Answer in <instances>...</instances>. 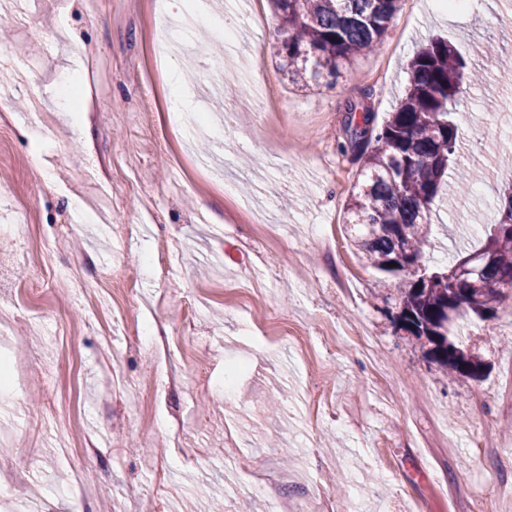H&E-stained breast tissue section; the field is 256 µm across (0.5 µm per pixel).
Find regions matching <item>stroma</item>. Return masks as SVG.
<instances>
[{"label": "stroma", "mask_w": 512, "mask_h": 512, "mask_svg": "<svg viewBox=\"0 0 512 512\" xmlns=\"http://www.w3.org/2000/svg\"><path fill=\"white\" fill-rule=\"evenodd\" d=\"M178 0H0L11 22L0 42V512H276L253 469L283 478L289 497L334 512H512V299L495 318H462L481 379L448 377L426 339L395 319L398 279L380 281L350 244L343 217L361 163L344 124L361 89L378 119L394 111L406 63L432 36L448 39L484 75L455 110L468 114L462 163L469 193L448 190L426 262L442 266L493 221L500 175L512 170V76L484 52L488 34L512 54V0H472L463 13L401 0L385 40L341 68L333 85L298 87L281 68L278 18L239 56L276 92L280 114L250 150L253 112L195 132L197 113L169 109L168 74L203 93L206 60L225 55L213 0H193L202 56L159 58L155 19ZM89 106L57 109L72 45ZM154 87L153 111L137 100ZM41 155L42 167L30 159ZM233 171L225 188L220 169ZM274 186L272 221L240 203ZM85 205L76 215L72 198ZM27 214L16 222L12 210ZM88 279L98 310L68 272ZM166 327L167 356L149 337ZM180 385L169 388L170 377ZM346 475L344 488L330 481ZM82 476L85 499L70 485ZM41 502L27 496L29 485Z\"/></svg>", "instance_id": "obj_1"}]
</instances>
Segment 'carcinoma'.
Returning a JSON list of instances; mask_svg holds the SVG:
<instances>
[{
    "mask_svg": "<svg viewBox=\"0 0 512 512\" xmlns=\"http://www.w3.org/2000/svg\"><path fill=\"white\" fill-rule=\"evenodd\" d=\"M288 80L299 85L334 77L339 66L381 43L400 0H273ZM408 84L382 125L369 104L352 105L345 124L362 167L347 206L350 240L366 264L404 276L395 319L409 335L432 345L443 369L479 378L481 362L448 340V308L462 317L497 316L512 287V182L500 190L494 223L484 226L477 252L490 258L478 273L455 281L453 265L425 264L430 216L463 145L453 112L463 86L478 71L448 41L431 38L407 64ZM395 266H390V263Z\"/></svg>",
    "mask_w": 512,
    "mask_h": 512,
    "instance_id": "obj_1",
    "label": "carcinoma"
}]
</instances>
